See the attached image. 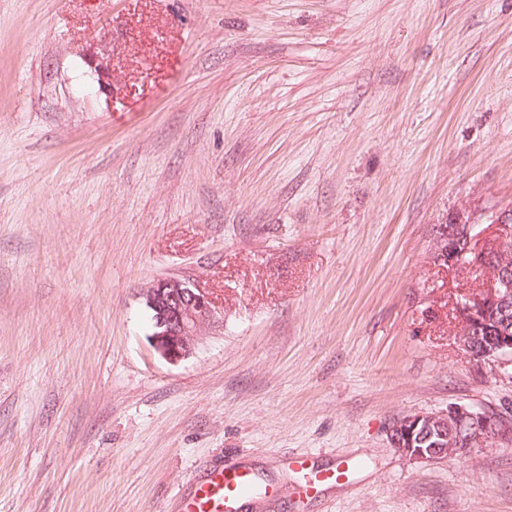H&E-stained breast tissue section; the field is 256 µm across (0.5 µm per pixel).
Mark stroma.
Returning <instances> with one entry per match:
<instances>
[{"mask_svg":"<svg viewBox=\"0 0 512 512\" xmlns=\"http://www.w3.org/2000/svg\"><path fill=\"white\" fill-rule=\"evenodd\" d=\"M512 204V0H0V512H179L243 464V512H512V441L413 464L462 405L442 225ZM223 315L172 364L144 292ZM343 460L305 494L289 459Z\"/></svg>","mask_w":512,"mask_h":512,"instance_id":"1","label":"stroma"}]
</instances>
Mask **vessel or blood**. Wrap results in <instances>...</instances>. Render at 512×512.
I'll return each mask as SVG.
<instances>
[{"instance_id": "obj_1", "label": "vessel or blood", "mask_w": 512, "mask_h": 512, "mask_svg": "<svg viewBox=\"0 0 512 512\" xmlns=\"http://www.w3.org/2000/svg\"><path fill=\"white\" fill-rule=\"evenodd\" d=\"M289 464L307 474L304 490L308 493L320 492L324 486L339 482L352 468L351 462L346 461L335 468L315 472L304 456L291 458ZM255 486L256 479L249 472L231 467L213 469L204 482L183 499L181 512H237L244 494Z\"/></svg>"}]
</instances>
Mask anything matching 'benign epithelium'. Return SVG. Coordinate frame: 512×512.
<instances>
[{
    "mask_svg": "<svg viewBox=\"0 0 512 512\" xmlns=\"http://www.w3.org/2000/svg\"><path fill=\"white\" fill-rule=\"evenodd\" d=\"M486 223L491 235H484L477 224H462L439 237L440 261L454 269L470 256L472 265L492 251L512 243V204L491 212ZM145 305L153 323L152 342L161 355L178 363L193 354L201 328L216 321L220 310L213 294L191 278L168 277L157 280L145 293ZM459 323L482 327L488 317L506 314L512 308V277L500 273L484 279L476 292L455 298ZM477 362L512 358V336L505 333L477 350L465 345ZM508 437L499 419L489 413L464 406H450L435 413L413 414L397 420L389 430L393 448L411 463L437 462L471 451L473 440L493 442Z\"/></svg>",
    "mask_w": 512,
    "mask_h": 512,
    "instance_id": "1",
    "label": "benign epithelium"
}]
</instances>
